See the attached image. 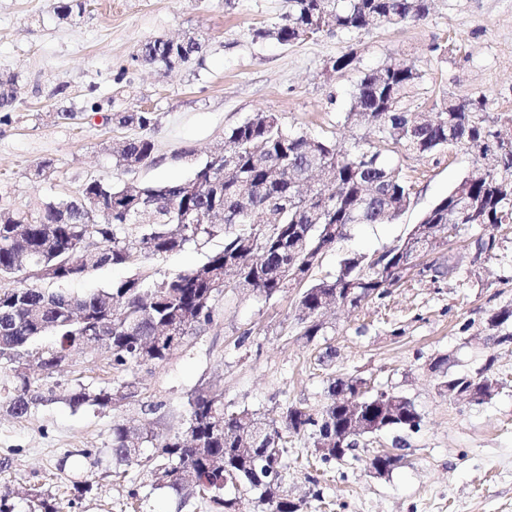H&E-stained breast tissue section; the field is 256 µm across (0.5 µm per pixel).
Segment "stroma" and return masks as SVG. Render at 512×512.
Returning <instances> with one entry per match:
<instances>
[{
    "instance_id": "stroma-1",
    "label": "stroma",
    "mask_w": 512,
    "mask_h": 512,
    "mask_svg": "<svg viewBox=\"0 0 512 512\" xmlns=\"http://www.w3.org/2000/svg\"><path fill=\"white\" fill-rule=\"evenodd\" d=\"M288 10V0H86L83 17L63 21L50 0H0V74L16 87L13 111L0 112V213L77 195L92 179L188 178L223 147L225 131L255 112L350 145L367 134L345 120L352 90L394 59L424 74L408 94L409 111H425L443 95L481 94L492 115L512 114V0H435L417 22L322 33L289 46L256 38ZM185 35L203 44L188 63L168 70L136 61L145 41ZM349 52L355 66L331 71ZM64 110L73 119H60ZM139 111L154 113L155 125L118 124L117 114ZM142 135L155 144V163L118 169L114 148ZM473 160L459 150L393 156L415 183L409 209L388 224L352 227L315 277L335 272L345 254L380 251L406 237ZM44 162L51 165L47 178L36 173ZM482 233L470 228L441 251L451 265L445 277L411 276L384 300L335 309L311 342L296 319L299 289L269 299L229 293L216 323L160 364L118 372L103 351L88 349L52 373L34 371L35 384L53 388L57 400L24 418L0 406V460L10 462L0 471V494L14 512H29L34 488L52 496L59 512H220L199 495L157 487L146 471L116 477L113 425L141 421L158 403L155 431L176 433L190 396L209 387L223 390L232 411L275 417L291 403L318 410L334 379L358 377L410 399L420 428L404 432L402 461L386 475L372 472L370 458L393 447L394 433L362 440L340 465L317 463L311 439L288 434L284 488L301 512H512V344L493 345L487 327L493 310L512 306V224L496 230L495 248L480 255ZM223 243L218 236L192 244L143 260L140 270L153 279L186 271ZM329 347L335 358L320 364L319 352ZM486 365L499 385L484 402L439 386L442 377ZM121 380L134 382L138 394L117 409H75L66 401L76 384Z\"/></svg>"
}]
</instances>
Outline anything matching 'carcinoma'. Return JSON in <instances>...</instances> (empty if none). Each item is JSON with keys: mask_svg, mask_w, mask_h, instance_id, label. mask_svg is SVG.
<instances>
[{"mask_svg": "<svg viewBox=\"0 0 512 512\" xmlns=\"http://www.w3.org/2000/svg\"><path fill=\"white\" fill-rule=\"evenodd\" d=\"M291 12L283 24L256 31V37L287 45L304 36L324 32L360 31L373 23L399 25L420 21L430 11V0H289ZM61 18L80 11L79 0H53ZM201 50L187 37L178 46L164 39L140 45L137 59L173 68ZM423 79L414 65L390 61L364 75L351 94L346 120L368 128L376 140L359 139L348 148L337 140L310 136L286 127L271 112H255L225 134V146L199 164L188 180L157 187H128L91 180L82 197L102 199L105 211H93L82 201L61 198L37 211L0 213V281L16 282L0 289V359L13 364L35 358L42 370L61 367L64 355L79 348H104L115 370L158 364L185 338L215 322L216 301L224 289L267 299L290 288H303L298 301L303 335L314 340L324 322L318 309L327 299L339 298L356 308L383 300L390 290L384 283L399 277L411 262L405 242L384 249L382 264L370 257L344 256L332 275L312 273L323 256L336 248L350 227L385 224L410 207L414 183L385 159L388 152H409L421 158L453 146L469 150L483 145L477 166L423 216L435 240L429 253L451 249L462 231L480 226L488 232L482 249H493V231L512 224V139L504 141L484 95L433 101L424 112L403 106L408 90ZM118 124L149 128L151 112H124ZM155 145L146 137L127 140L116 166L131 171L155 162ZM215 211L217 219H193ZM224 236L222 249L210 253L201 265L152 281L135 273L110 288L74 295L60 288H29L22 274L58 267L54 282L61 284L106 266L130 267L140 259L166 256L189 244H204ZM496 344L512 343V307L504 306L487 319ZM45 336L51 345L33 350ZM477 402L492 396L494 379L482 374L471 382ZM365 382L356 377L337 379L329 386L330 401L320 410L289 404L279 419H267L247 409L228 412L224 394L211 388L199 392L190 404L186 430L174 435L154 433L148 422L137 432L124 423L112 427V457L119 465L137 466L157 476V482L181 493L195 492L233 512L226 491L259 492L261 512H294L282 494L288 467L283 432L306 433L313 448L334 437L347 448L367 437L348 433L350 418L343 402L356 399L360 420L376 424L373 434L413 431L421 415L413 402L395 394V419L386 416L385 402L364 397ZM137 396L135 385L89 389L83 384L67 398L73 408L113 410ZM53 391L33 385L29 376L13 373L6 404L22 418L39 405L53 402ZM263 424L277 434L282 452L276 467L255 451L237 452ZM138 436L153 443L146 457L132 442ZM32 512H58L53 498L31 494Z\"/></svg>", "mask_w": 512, "mask_h": 512, "instance_id": "carcinoma-1", "label": "carcinoma"}]
</instances>
